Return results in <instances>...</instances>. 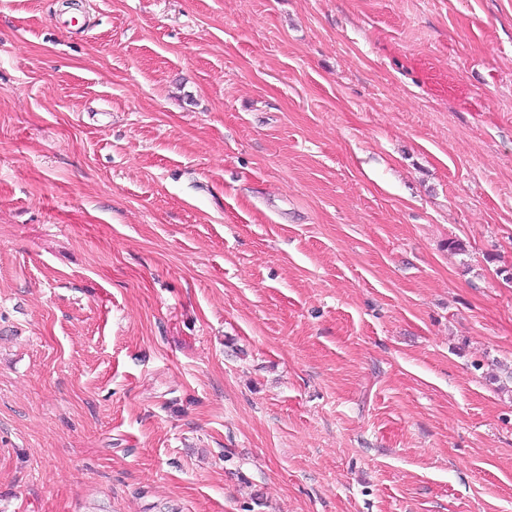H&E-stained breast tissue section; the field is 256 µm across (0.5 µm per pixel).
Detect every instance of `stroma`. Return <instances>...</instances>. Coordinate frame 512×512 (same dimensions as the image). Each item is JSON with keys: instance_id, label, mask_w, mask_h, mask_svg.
<instances>
[{"instance_id": "1", "label": "stroma", "mask_w": 512, "mask_h": 512, "mask_svg": "<svg viewBox=\"0 0 512 512\" xmlns=\"http://www.w3.org/2000/svg\"><path fill=\"white\" fill-rule=\"evenodd\" d=\"M512 0H0V512H512Z\"/></svg>"}]
</instances>
